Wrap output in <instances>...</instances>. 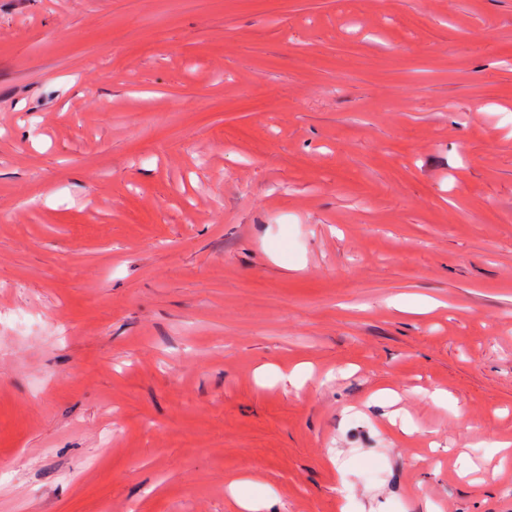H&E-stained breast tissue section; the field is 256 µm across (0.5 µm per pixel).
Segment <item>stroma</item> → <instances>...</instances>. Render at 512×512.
Wrapping results in <instances>:
<instances>
[{"label": "stroma", "instance_id": "1", "mask_svg": "<svg viewBox=\"0 0 512 512\" xmlns=\"http://www.w3.org/2000/svg\"><path fill=\"white\" fill-rule=\"evenodd\" d=\"M506 441L512 0H0V512H512Z\"/></svg>", "mask_w": 512, "mask_h": 512}]
</instances>
